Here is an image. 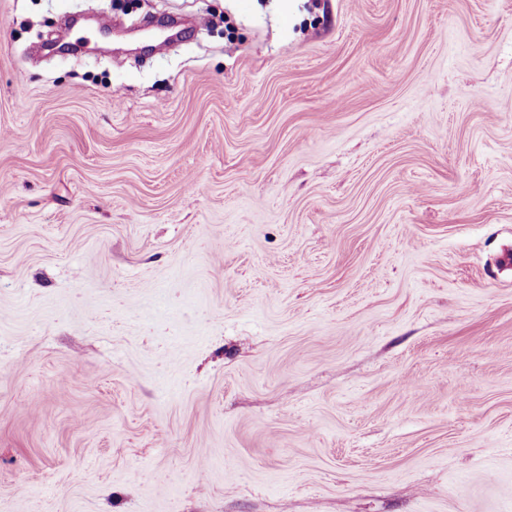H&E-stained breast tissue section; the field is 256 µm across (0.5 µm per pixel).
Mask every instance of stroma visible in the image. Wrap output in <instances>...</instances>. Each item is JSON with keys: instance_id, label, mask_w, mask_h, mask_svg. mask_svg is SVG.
Wrapping results in <instances>:
<instances>
[{"instance_id": "1", "label": "stroma", "mask_w": 512, "mask_h": 512, "mask_svg": "<svg viewBox=\"0 0 512 512\" xmlns=\"http://www.w3.org/2000/svg\"><path fill=\"white\" fill-rule=\"evenodd\" d=\"M0 512H512V0H0Z\"/></svg>"}]
</instances>
